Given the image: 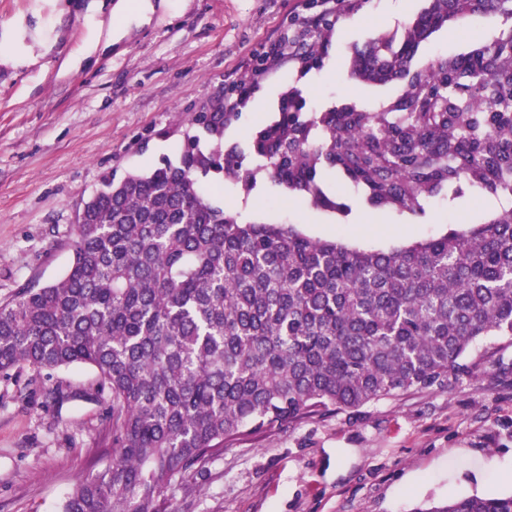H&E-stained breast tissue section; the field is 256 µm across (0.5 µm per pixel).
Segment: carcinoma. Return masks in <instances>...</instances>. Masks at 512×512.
Segmentation results:
<instances>
[{"mask_svg":"<svg viewBox=\"0 0 512 512\" xmlns=\"http://www.w3.org/2000/svg\"><path fill=\"white\" fill-rule=\"evenodd\" d=\"M512 0H426L400 34L355 49L344 80L399 84L371 110L279 112L225 155L224 96L191 119L179 163L104 179L79 209L73 259L0 304V372L88 366L110 396L112 454L61 512H168V491L245 438L442 386L482 336H512V208L390 252L242 224L198 176L248 192L266 176L342 212L321 172L374 205L417 212L466 181L512 201V25L471 51L413 59L434 32ZM215 143L200 148V135ZM414 512H512L451 496Z\"/></svg>","mask_w":512,"mask_h":512,"instance_id":"1","label":"carcinoma"}]
</instances>
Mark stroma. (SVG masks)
I'll return each instance as SVG.
<instances>
[{
    "label": "stroma",
    "instance_id": "stroma-1",
    "mask_svg": "<svg viewBox=\"0 0 512 512\" xmlns=\"http://www.w3.org/2000/svg\"><path fill=\"white\" fill-rule=\"evenodd\" d=\"M120 0H0V303L60 279L73 258L75 215L105 177L178 162L193 111L214 95L248 97L224 128V148L278 114L300 90L304 109L372 108L396 85L344 81L356 46L399 32L423 7L406 0H152L119 19ZM332 26L318 66L296 55L262 68L270 47H303L316 20ZM473 15L442 29L415 65L493 36ZM339 213L286 199L268 179L251 191L211 173L208 202L247 224H284L311 238L390 251L483 222L495 200L460 183L420 212L373 206L325 176ZM457 380L358 409L315 415L235 442L170 496L168 512H413L452 495L512 493V336H485ZM107 403L86 367L0 375V512H59L110 448Z\"/></svg>",
    "mask_w": 512,
    "mask_h": 512
}]
</instances>
